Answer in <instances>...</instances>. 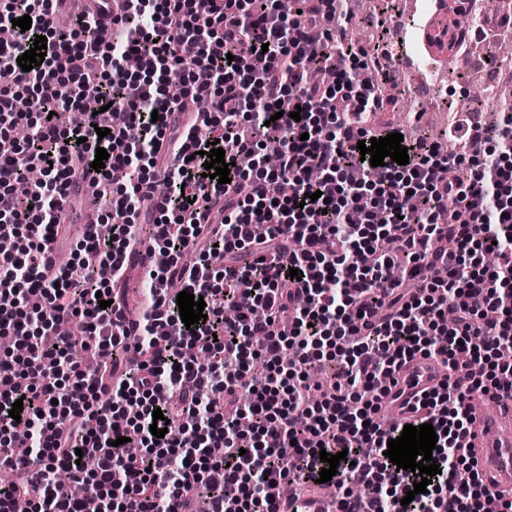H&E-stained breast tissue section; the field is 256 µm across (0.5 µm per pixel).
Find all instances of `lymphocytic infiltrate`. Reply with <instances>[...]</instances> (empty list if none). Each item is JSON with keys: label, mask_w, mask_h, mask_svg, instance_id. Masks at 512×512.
I'll return each mask as SVG.
<instances>
[{"label": "lymphocytic infiltrate", "mask_w": 512, "mask_h": 512, "mask_svg": "<svg viewBox=\"0 0 512 512\" xmlns=\"http://www.w3.org/2000/svg\"><path fill=\"white\" fill-rule=\"evenodd\" d=\"M59 2L0 0V27L32 19L0 41V332L26 350L0 356V465L15 476L0 506L84 512L62 489L63 469L102 512H194L199 487L208 512H278L282 487L314 488L321 453L342 451L332 485L375 489L337 499V512H405L420 476L387 457L403 427H383L376 412L395 367L423 356L448 376L420 400L441 472L414 512H487L465 440L472 393L512 401L500 380L512 364L498 360L512 343V115L491 129L451 126L449 137L479 146L470 163L407 138L408 164L374 167L358 143L381 98L345 66L358 54L348 0H122L116 17L97 0L65 30ZM39 35L44 61L22 71L17 59ZM175 68L177 99L167 90ZM320 69L335 82L310 81ZM266 137L280 144L273 167ZM215 144L231 165L226 184L203 175ZM100 147L109 158L97 171ZM33 170L40 179L18 195ZM80 176L102 185L111 231L89 228L51 277L44 254ZM157 177L170 187L159 209L149 205ZM448 202L456 218L444 224ZM217 206L224 220L213 224ZM147 221L157 262L130 349L114 316L126 307L133 229ZM192 247L200 261L181 266ZM396 265L422 290L391 278ZM174 280L203 297L205 321L184 325L163 292ZM78 349L111 360L80 369ZM326 365L331 379L313 382ZM157 409L169 421L162 438L150 431Z\"/></svg>", "instance_id": "f902f5d3"}]
</instances>
